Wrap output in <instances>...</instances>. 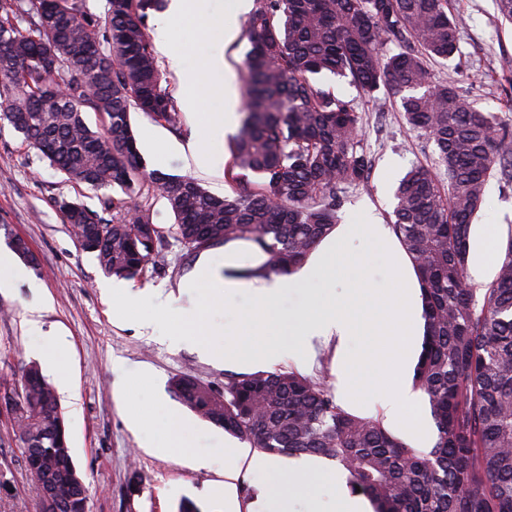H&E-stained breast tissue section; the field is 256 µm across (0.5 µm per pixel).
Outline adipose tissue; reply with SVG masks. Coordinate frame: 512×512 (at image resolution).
I'll return each mask as SVG.
<instances>
[{"label":"adipose tissue","instance_id":"1","mask_svg":"<svg viewBox=\"0 0 512 512\" xmlns=\"http://www.w3.org/2000/svg\"><path fill=\"white\" fill-rule=\"evenodd\" d=\"M175 16L195 17L203 32L211 22L207 0H172L168 13L155 21L160 52L169 50V21ZM201 81L209 82L211 98L221 106L220 111L204 115L210 136L233 132L237 98L224 72L223 55H212L200 70L183 76L188 89ZM236 249L233 242L224 248L228 255L224 279L215 277L204 257L185 287L197 292L220 284L228 294L245 291L253 297L252 306L234 326L225 328L222 346L205 342L206 329L201 324L185 332V341L208 359L265 368L286 359L305 367L313 361L317 348L335 344L337 401L348 411L379 420L411 447H432L436 433L425 396L410 379L425 334L421 283L392 226L368 212L348 219L317 245L306 263L288 275L236 278L231 274L237 266ZM372 254L383 262L381 274L367 267ZM289 290L302 291L303 304L288 316L287 338L271 337L269 316ZM244 460L251 469L280 476L268 512H295L296 503L303 498L308 501L307 512H371L364 498L349 493L335 467L310 458L287 465L229 442L224 448L225 478L236 480ZM320 485L329 489V498L317 494Z\"/></svg>","mask_w":512,"mask_h":512}]
</instances>
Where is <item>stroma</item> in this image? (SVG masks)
Returning a JSON list of instances; mask_svg holds the SVG:
<instances>
[{"label": "stroma", "instance_id": "stroma-1", "mask_svg": "<svg viewBox=\"0 0 512 512\" xmlns=\"http://www.w3.org/2000/svg\"><path fill=\"white\" fill-rule=\"evenodd\" d=\"M448 9L466 24L456 55L430 63L433 77L456 82L486 111L512 118V25L500 24L493 0H448ZM210 11L215 22L204 33L191 19L172 22L170 49L180 57V68H171L166 55L157 57L162 84L177 101L191 93L209 102L207 85L186 92L181 74L200 69L217 52L224 56L235 89L244 86L247 15L233 13L230 0H210ZM229 27L234 36L228 40L224 31ZM361 107L372 167L363 184L346 189L339 215L345 220L370 209L387 223L398 180L414 164L434 166V146L406 125L398 99L385 95L380 103L365 101ZM131 124L147 170L192 179L217 195L228 192L230 142L209 141L200 113L183 110L176 133L137 111ZM192 138L210 143L214 172L196 168L184 151ZM60 198L100 208V193L65 182L21 134L0 123V250H7L8 237L18 236L34 257L26 266L28 279L0 292V306L10 310L0 315V380L20 385L24 370L35 363L57 384L89 512H177L185 499L201 512H226L228 435L189 412L180 429L181 446H168L167 414L181 407L168 382L174 375L191 374L220 384L225 376L239 374V367L207 360L178 334L201 320L209 343H223L225 325L251 307V296L212 288L190 299L181 285L199 256L173 239L166 264L148 266L141 278L103 274L94 255L80 248L63 222L55 205ZM31 308L39 309L44 331L64 340L62 352L44 350L42 337L29 332L25 313ZM147 317L155 327L145 331L140 322ZM146 370L151 373L147 379L142 376ZM134 415L145 423L137 432L129 427ZM10 418L8 402L0 398V512H39L38 501L27 490Z\"/></svg>", "mask_w": 512, "mask_h": 512}]
</instances>
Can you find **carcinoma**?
I'll use <instances>...</instances> for the list:
<instances>
[{"label":"carcinoma","instance_id":"carcinoma-1","mask_svg":"<svg viewBox=\"0 0 512 512\" xmlns=\"http://www.w3.org/2000/svg\"><path fill=\"white\" fill-rule=\"evenodd\" d=\"M166 0H0V120L8 122L65 180L103 196L101 211L57 201L82 249L101 271L140 277L165 258L167 239L190 252L233 241L259 261L240 278L287 275L340 223L343 190L368 178L359 105L320 87L329 72L365 99L385 91L406 123L433 143L439 173L417 165L394 190L393 230L418 272L427 332L414 385L437 430L431 448H412L378 421L336 401L328 370L292 368L170 379L172 395L200 419L260 453L317 457L347 473L351 493L373 512H512V233L486 288L467 279L473 221L492 171L512 186V124L486 112L452 81L433 80L427 61L458 52L463 19L447 0H254L241 124L218 196L197 182L148 172L130 111L177 132L181 112L148 32ZM393 43L397 50L387 49ZM103 124L92 129L85 110ZM151 197L174 224L153 223ZM13 432L27 490L41 512H88L87 488L68 446L53 384L29 365Z\"/></svg>","mask_w":512,"mask_h":512}]
</instances>
